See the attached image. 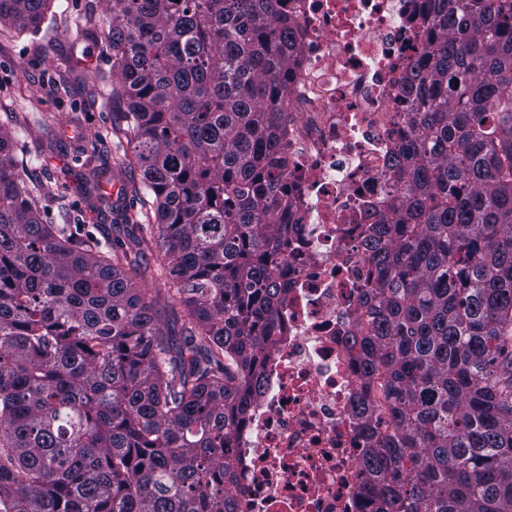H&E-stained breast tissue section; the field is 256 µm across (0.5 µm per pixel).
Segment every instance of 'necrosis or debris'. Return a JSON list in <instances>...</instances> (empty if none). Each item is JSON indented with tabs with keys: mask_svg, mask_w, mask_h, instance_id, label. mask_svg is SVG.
Segmentation results:
<instances>
[{
	"mask_svg": "<svg viewBox=\"0 0 512 512\" xmlns=\"http://www.w3.org/2000/svg\"><path fill=\"white\" fill-rule=\"evenodd\" d=\"M420 2L277 4L297 33L284 133L290 220L301 230L280 265L286 292L263 388L230 451L237 512H370L349 338L369 286L366 230L396 196L388 170L407 110L397 78L432 41L415 18Z\"/></svg>",
	"mask_w": 512,
	"mask_h": 512,
	"instance_id": "necrosis-or-debris-1",
	"label": "necrosis or debris"
}]
</instances>
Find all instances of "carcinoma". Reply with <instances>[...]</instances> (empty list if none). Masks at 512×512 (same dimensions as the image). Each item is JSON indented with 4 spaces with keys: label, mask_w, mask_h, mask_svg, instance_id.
<instances>
[{
    "label": "carcinoma",
    "mask_w": 512,
    "mask_h": 512,
    "mask_svg": "<svg viewBox=\"0 0 512 512\" xmlns=\"http://www.w3.org/2000/svg\"><path fill=\"white\" fill-rule=\"evenodd\" d=\"M52 0H0L39 32ZM277 0H113L116 78L165 261L163 332L119 257L43 224L0 126V512H236L226 451L285 288ZM434 34L366 239L353 337L372 512H512V0H430Z\"/></svg>",
    "instance_id": "obj_1"
}]
</instances>
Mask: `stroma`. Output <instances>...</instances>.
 <instances>
[{"label": "stroma", "instance_id": "stroma-1", "mask_svg": "<svg viewBox=\"0 0 512 512\" xmlns=\"http://www.w3.org/2000/svg\"><path fill=\"white\" fill-rule=\"evenodd\" d=\"M54 0L38 33L0 28V125L13 129L20 181L40 190L46 224H76L117 254L137 257V288L160 327L179 333L187 311L171 291L152 198L124 134L122 105L89 98L112 73L108 0Z\"/></svg>", "mask_w": 512, "mask_h": 512}]
</instances>
